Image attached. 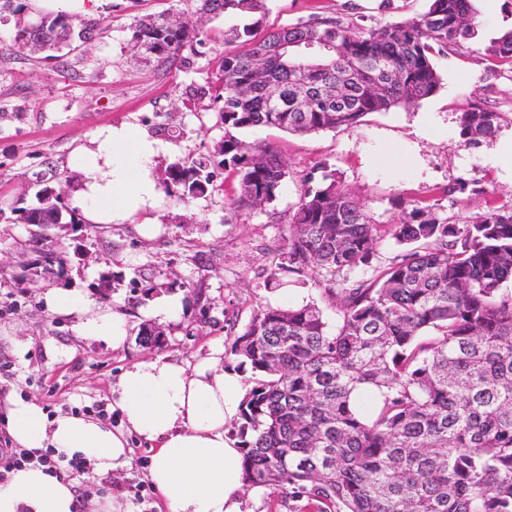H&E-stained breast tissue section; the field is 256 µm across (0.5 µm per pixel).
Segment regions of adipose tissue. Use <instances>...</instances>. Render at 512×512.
Listing matches in <instances>:
<instances>
[{
  "label": "adipose tissue",
  "mask_w": 512,
  "mask_h": 512,
  "mask_svg": "<svg viewBox=\"0 0 512 512\" xmlns=\"http://www.w3.org/2000/svg\"><path fill=\"white\" fill-rule=\"evenodd\" d=\"M161 143L132 126L97 129L88 144L75 147L67 166L79 174L72 196L89 223L122 224L162 205L153 176ZM52 311L77 314L76 336L122 348L129 336L126 319L107 305L51 292ZM117 406L124 429L75 414L47 417L37 402L7 398L4 418L13 443L38 451L53 448L91 464L103 476L126 464L129 436L151 450L148 478L160 491L164 512H242V454L227 427L239 413L246 393L239 372L225 369L220 352H211L194 368L162 357L127 368L120 379ZM0 512H79L72 482L30 461L0 481Z\"/></svg>",
  "instance_id": "adipose-tissue-1"
}]
</instances>
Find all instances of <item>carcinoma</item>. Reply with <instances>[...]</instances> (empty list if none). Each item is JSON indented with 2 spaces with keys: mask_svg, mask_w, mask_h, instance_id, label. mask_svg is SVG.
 Here are the masks:
<instances>
[{
  "mask_svg": "<svg viewBox=\"0 0 512 512\" xmlns=\"http://www.w3.org/2000/svg\"><path fill=\"white\" fill-rule=\"evenodd\" d=\"M195 2L201 18L231 11L247 23L224 31V95L214 98L221 160L172 165L164 189L186 203L216 188L214 166L229 168L233 212L274 203L288 178L273 146L238 132L319 133L416 104L440 88L435 55L477 36L473 0H428L423 13L377 27L363 15L317 14L262 34L265 0ZM3 11L14 20L10 53H44L64 69L98 26L37 11L32 0H0ZM202 34L198 21L173 10L139 19L129 43L141 60L169 67ZM483 51L512 61V28ZM330 83L336 98L321 97ZM267 84L280 92L275 105ZM497 119L471 105L460 138L495 137ZM317 171L304 178L281 243L259 250L269 258L265 283L314 276L336 298L335 323L314 303L260 306L240 331L224 320L227 353L252 372L230 431L245 485L270 490L285 512H512V209L490 208L459 227L437 217L433 203L405 207L389 230L401 253L379 264L378 225L335 171ZM40 177L36 203L0 201V223L83 231L66 176L50 168ZM29 249L38 280L46 263L59 274L72 264L45 235ZM355 271L363 276L348 279ZM130 285L138 303L173 288L152 278Z\"/></svg>",
  "mask_w": 512,
  "mask_h": 512,
  "instance_id": "1",
  "label": "carcinoma"
}]
</instances>
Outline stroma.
Returning <instances> with one entry per match:
<instances>
[{"label": "stroma", "mask_w": 512, "mask_h": 512, "mask_svg": "<svg viewBox=\"0 0 512 512\" xmlns=\"http://www.w3.org/2000/svg\"><path fill=\"white\" fill-rule=\"evenodd\" d=\"M379 26L425 11L427 0H267V26L296 23L311 13L342 15L349 2ZM477 36L449 46L435 63L441 87L417 105L367 115L354 127L312 135H291L275 128L243 132L249 142L271 144L288 166V179L273 208L244 210L229 216L227 202L236 182L220 170L223 190L176 204L165 198L152 236L136 223L89 227L80 238L82 262L51 282L22 281L20 264L28 247V227L0 223V399L13 394L38 402L48 415L74 412L120 427L113 391L123 371L135 362L164 356L194 365L215 348L226 349L225 317L249 322L257 306L316 303L327 317L335 311L313 277L264 287L268 264L259 244H277L280 218L295 208L303 179L317 166L335 170L338 180L366 207L374 223H399L401 209L437 201V215L465 225L489 208H512V162L493 152L492 141L464 144L459 115L472 104L497 112L498 137H512V63L484 59L479 47L512 28V0H475ZM193 12V0H98L91 17L99 24L87 53L70 57L62 73L55 61L0 55V200L29 192L46 166L66 171L71 150L88 143L104 126L128 124L158 137L165 145L154 161L156 182L166 169L187 157L211 152L224 128L207 102L185 109L192 87L219 74L223 35L237 19L225 15L206 21L203 43L185 63L160 70L133 56L129 39L137 17L169 9ZM460 179L479 180L481 194H459ZM176 281L171 291L183 308L177 320L162 323L165 345H139L135 334L148 324L147 306L131 299L127 282L140 274ZM124 276L111 293L112 309L124 314L132 332L125 346L76 338L73 317L54 313L47 292L98 298L101 276ZM204 292L202 304L189 302L186 284ZM130 463L92 483L84 465L61 462L60 479L80 494L115 497L124 512H161L162 499L147 478L151 450L129 439Z\"/></svg>", "instance_id": "obj_1"}]
</instances>
